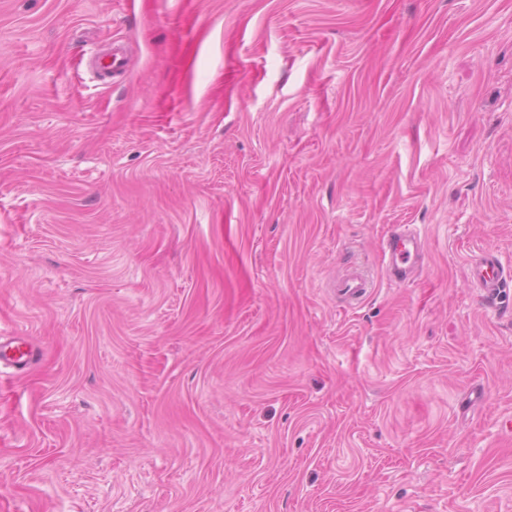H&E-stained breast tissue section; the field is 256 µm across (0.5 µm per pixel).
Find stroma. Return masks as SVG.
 Masks as SVG:
<instances>
[{"label":"stroma","mask_w":512,"mask_h":512,"mask_svg":"<svg viewBox=\"0 0 512 512\" xmlns=\"http://www.w3.org/2000/svg\"><path fill=\"white\" fill-rule=\"evenodd\" d=\"M483 250L512 0H0V512H512ZM418 238L411 233H399L388 242V260L386 271L389 277L403 281L408 271L416 263L418 256ZM387 252L384 255L386 260ZM372 288L371 281L361 273H352L341 281L339 292L354 301L363 299ZM33 348L23 339H13L0 342V360L22 366L29 363L33 357Z\"/></svg>","instance_id":"obj_1"}]
</instances>
